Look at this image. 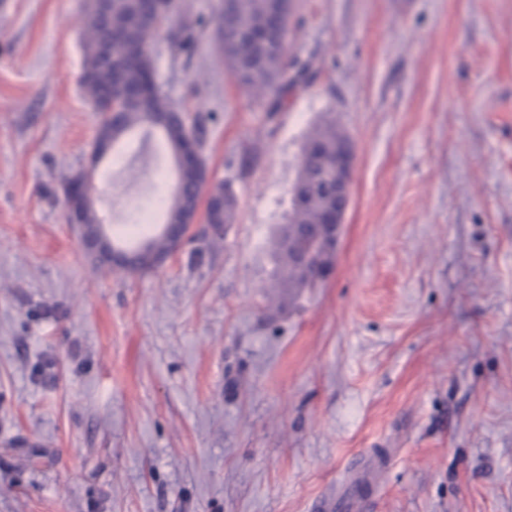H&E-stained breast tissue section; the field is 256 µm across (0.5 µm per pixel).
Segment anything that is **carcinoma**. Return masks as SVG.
I'll return each mask as SVG.
<instances>
[{
    "mask_svg": "<svg viewBox=\"0 0 512 512\" xmlns=\"http://www.w3.org/2000/svg\"><path fill=\"white\" fill-rule=\"evenodd\" d=\"M112 15L96 9L95 3L87 4L83 17L84 68L81 86L86 98L94 103L100 91L112 85V95L120 119L105 121L102 132L116 142L129 132L155 121L164 125L163 134L174 158H179L191 130L184 122H171L172 114L179 108L157 84L149 94L136 101L124 99L127 88L140 87L147 80L155 79L156 59L150 50L161 26L159 16L142 14L141 0H111ZM287 0H227L222 4L217 22V33L224 50L225 62L237 82L254 92L272 94L295 85L305 66L285 60V42L288 32ZM121 29L127 41L139 46L131 57L124 47L112 52V67L98 65L99 47L110 38L111 30ZM340 133L336 125L326 123L308 137L303 147L298 174L295 179L300 196L308 197L309 206L303 208L291 203L288 224L275 239L274 256L283 281L291 288L311 287L314 276L329 261L327 242L304 236L306 227L316 223L319 210L331 204L323 186L332 174L333 160L328 148L336 143ZM200 189L183 187L168 199L162 200L166 211V224L161 231L144 243L153 254L164 257L172 248L171 232L186 224L197 208ZM234 216V199L224 190V185L213 186L207 205L210 224H230ZM81 221L90 233L104 230L93 204L85 206ZM298 244L309 255L307 268L292 264L288 246Z\"/></svg>",
    "mask_w": 512,
    "mask_h": 512,
    "instance_id": "carcinoma-1",
    "label": "carcinoma"
}]
</instances>
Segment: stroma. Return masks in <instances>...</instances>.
Returning <instances> with one entry per match:
<instances>
[{"mask_svg":"<svg viewBox=\"0 0 512 512\" xmlns=\"http://www.w3.org/2000/svg\"><path fill=\"white\" fill-rule=\"evenodd\" d=\"M221 3L176 0L152 52L236 217L131 274L87 255L63 179L94 166L105 230L143 241L165 141L91 161L86 0H0V512H512V0H293L311 70L276 113L227 68ZM329 121L351 202L326 273L281 288Z\"/></svg>","mask_w":512,"mask_h":512,"instance_id":"obj_1","label":"stroma"}]
</instances>
